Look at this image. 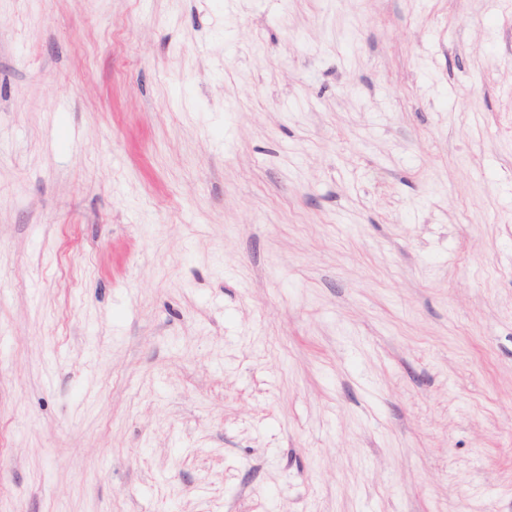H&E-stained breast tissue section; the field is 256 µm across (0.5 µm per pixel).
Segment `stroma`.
<instances>
[{"mask_svg":"<svg viewBox=\"0 0 512 512\" xmlns=\"http://www.w3.org/2000/svg\"><path fill=\"white\" fill-rule=\"evenodd\" d=\"M0 512H512V0H0Z\"/></svg>","mask_w":512,"mask_h":512,"instance_id":"obj_1","label":"stroma"}]
</instances>
